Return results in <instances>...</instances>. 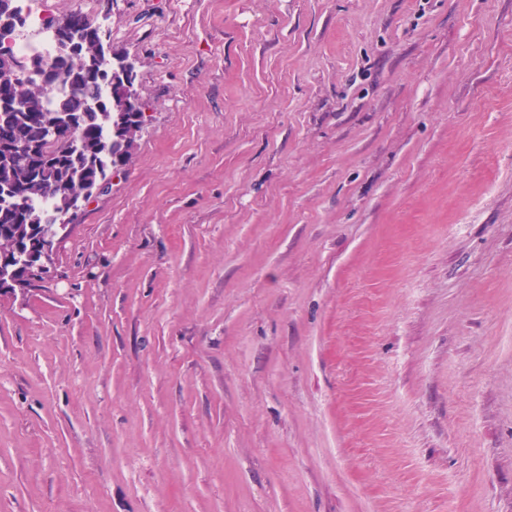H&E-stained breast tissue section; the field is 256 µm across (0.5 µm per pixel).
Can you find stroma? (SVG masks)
I'll return each instance as SVG.
<instances>
[{"instance_id": "1", "label": "stroma", "mask_w": 512, "mask_h": 512, "mask_svg": "<svg viewBox=\"0 0 512 512\" xmlns=\"http://www.w3.org/2000/svg\"><path fill=\"white\" fill-rule=\"evenodd\" d=\"M151 117L0 294V512H512V0H47Z\"/></svg>"}]
</instances>
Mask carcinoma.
<instances>
[{
    "label": "carcinoma",
    "mask_w": 512,
    "mask_h": 512,
    "mask_svg": "<svg viewBox=\"0 0 512 512\" xmlns=\"http://www.w3.org/2000/svg\"><path fill=\"white\" fill-rule=\"evenodd\" d=\"M55 28L60 54L45 66L22 60L6 45L15 31L14 0H0V255L10 256L4 287L31 284L45 238L67 226L62 217L89 200L124 165L143 128L145 111L130 92L126 57L100 50L101 28L80 12L64 15ZM108 88L111 93L102 94ZM66 140L43 145L46 126Z\"/></svg>",
    "instance_id": "obj_1"
}]
</instances>
